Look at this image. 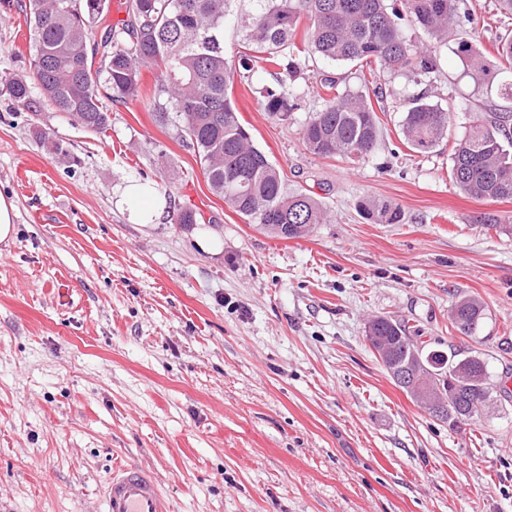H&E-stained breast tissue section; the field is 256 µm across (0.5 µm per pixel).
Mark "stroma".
I'll return each instance as SVG.
<instances>
[{
	"label": "stroma",
	"mask_w": 512,
	"mask_h": 512,
	"mask_svg": "<svg viewBox=\"0 0 512 512\" xmlns=\"http://www.w3.org/2000/svg\"><path fill=\"white\" fill-rule=\"evenodd\" d=\"M16 2L0 0V75L29 70ZM467 4L459 35L494 59L512 16L496 0ZM404 32L433 45L434 81L321 62L289 78L301 98L285 124L260 105L271 66L253 61L235 82L242 121L288 190L315 192L331 213L299 240L211 192L192 148L153 120L157 67H142L139 98L110 104L100 134L0 87V196L16 228L0 242V512H99L120 461L152 470L172 512H512V390L499 387L512 375V200L473 198L449 178L454 140L512 111L500 93L512 74L475 83L456 42ZM327 76L379 92L380 141L363 160L302 143ZM418 94L451 113L425 156L397 135ZM142 182L205 223L135 220L147 200L121 193ZM367 197L400 206L403 222L363 218ZM465 295L485 306L471 337L450 322ZM373 315L408 322L429 347L480 353L487 414L457 430L414 404L365 339Z\"/></svg>",
	"instance_id": "35a3bbf8"
}]
</instances>
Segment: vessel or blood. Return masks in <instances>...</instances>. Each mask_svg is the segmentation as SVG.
Segmentation results:
<instances>
[{"instance_id": "1", "label": "vessel or blood", "mask_w": 512, "mask_h": 512, "mask_svg": "<svg viewBox=\"0 0 512 512\" xmlns=\"http://www.w3.org/2000/svg\"><path fill=\"white\" fill-rule=\"evenodd\" d=\"M102 512H171V506L149 470L119 463L107 479Z\"/></svg>"}]
</instances>
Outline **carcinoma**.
Segmentation results:
<instances>
[{
  "mask_svg": "<svg viewBox=\"0 0 512 512\" xmlns=\"http://www.w3.org/2000/svg\"><path fill=\"white\" fill-rule=\"evenodd\" d=\"M231 0H125V18L107 23L109 0H20L30 34V74L6 79L9 96L34 107L32 88L43 101L87 130L109 125L104 101L125 102L140 94V68L160 69L153 90L154 120L176 129L192 148L211 191L235 212L280 239L305 237L328 213L315 193L290 191L280 170L257 147L232 97L235 63L224 52V25L233 17L244 33V49L281 68L298 72L301 60L374 65L386 74L411 72L428 78L436 58L427 47L403 34L396 8L387 0H249V10L231 14ZM408 20L446 43L454 29L470 20L466 0H405ZM309 24L302 40V19ZM456 51L478 81H491L496 70L472 44L461 40ZM500 61L512 66V30L496 44ZM330 94L301 129L307 150L320 157L361 159L375 148L380 122L370 94L341 88L326 79ZM298 92L281 83L261 91V107L278 122L298 109ZM450 115L438 104L416 95L408 100L398 125L404 143L418 154L430 153L447 138ZM450 179L463 193L493 201L512 199V112H495L454 142ZM375 224H400L395 204L370 198L359 204ZM202 216L189 207L172 215L176 224H197ZM485 308L471 296L454 305L451 324L470 337L479 329ZM419 331L387 316L368 320L366 338L384 351L392 381L428 414L458 428L474 420L490 401L487 364L478 355L418 350ZM428 380V387H407L396 368Z\"/></svg>",
  "mask_w": 512,
  "mask_h": 512,
  "instance_id": "obj_1",
  "label": "carcinoma"
}]
</instances>
